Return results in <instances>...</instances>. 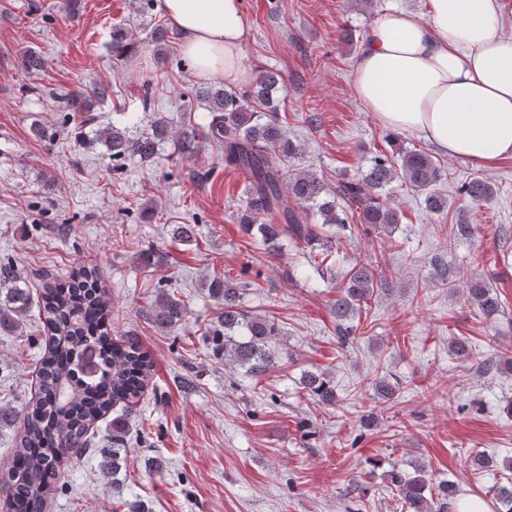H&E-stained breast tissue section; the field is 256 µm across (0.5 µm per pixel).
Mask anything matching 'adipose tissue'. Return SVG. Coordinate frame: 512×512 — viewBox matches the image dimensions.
I'll list each match as a JSON object with an SVG mask.
<instances>
[{"instance_id": "ef3b65f1", "label": "adipose tissue", "mask_w": 512, "mask_h": 512, "mask_svg": "<svg viewBox=\"0 0 512 512\" xmlns=\"http://www.w3.org/2000/svg\"><path fill=\"white\" fill-rule=\"evenodd\" d=\"M197 76L243 87V0H163ZM353 91L384 127L417 134L450 157H512V35L499 0H428L426 17L384 13L361 49Z\"/></svg>"}]
</instances>
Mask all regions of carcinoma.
Segmentation results:
<instances>
[{"label": "carcinoma", "mask_w": 512, "mask_h": 512, "mask_svg": "<svg viewBox=\"0 0 512 512\" xmlns=\"http://www.w3.org/2000/svg\"><path fill=\"white\" fill-rule=\"evenodd\" d=\"M139 41L123 27L112 29V54L125 57L137 52ZM28 73L45 67L41 54L28 50L21 57ZM283 88L280 75L264 70L255 85L239 93L223 87L199 88L194 97L206 104L211 114L203 136L224 146V164L245 177V196L240 223L256 241L271 253L285 238L319 251L322 260L332 255L327 226L336 232L370 236L389 232L401 223V212L383 192L400 181L417 192L425 208L441 213L448 207V197L436 190L442 166L433 156L417 148L381 151L369 159L365 173L357 179L336 183V189L316 173L300 170L283 178L278 163L290 162L303 152V145L290 137L279 115L273 93ZM109 88L94 84L80 92L59 96L65 112H91L104 101ZM112 161L136 156L151 160L160 145L178 138L180 150L193 154L198 136L193 130L175 135L163 118L151 120L149 129L134 133L115 126L97 131ZM494 192L491 183L474 177L461 184L457 193L473 203ZM393 271L384 256L368 263H357L336 285L332 314L342 341L355 335L348 323L353 314L380 292H391ZM208 296L221 310V319L211 331L212 352L249 374L267 370L274 364L272 344L281 331L265 316H249L241 309V285L230 279L213 277L204 282ZM468 300L485 317L503 312L502 301L494 287L480 279H471ZM38 303L40 322L46 333L45 353L36 370L37 391L23 413L0 406V424L22 422L15 438L12 460L0 479V505L7 512H45L47 501L59 491L61 469L74 451L85 455L91 448L90 429L112 407L121 403L128 411L139 402L153 371V364L135 336L115 342L105 329L111 303L98 285L95 269L81 266L73 270L68 290L48 286L32 300L29 288L19 282L12 263L0 262V334L15 331L19 320ZM151 322L163 331H171L184 320L186 305L174 294L164 293L147 310ZM95 349L94 371L85 369V353ZM478 371L490 373L502 368L512 370V355L503 353L474 361ZM302 388L324 406L336 404V387L321 372L304 373ZM377 394L386 402L394 399L398 384L385 377L375 380ZM126 418L112 420V472L124 461ZM407 512H450L456 485L441 482L427 489L424 469L405 475L397 470L389 474ZM494 498L512 512V487L496 485L490 489Z\"/></svg>", "instance_id": "1"}]
</instances>
